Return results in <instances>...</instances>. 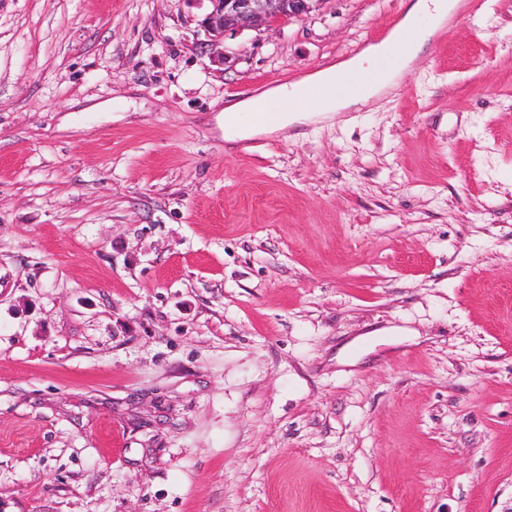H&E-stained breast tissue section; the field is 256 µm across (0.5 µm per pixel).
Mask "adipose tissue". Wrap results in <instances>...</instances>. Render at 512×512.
Masks as SVG:
<instances>
[{"instance_id": "obj_1", "label": "adipose tissue", "mask_w": 512, "mask_h": 512, "mask_svg": "<svg viewBox=\"0 0 512 512\" xmlns=\"http://www.w3.org/2000/svg\"><path fill=\"white\" fill-rule=\"evenodd\" d=\"M455 8L454 0H411L403 18L380 44L292 84L272 87L231 103L230 111L248 113L251 119L242 125L225 127V141L271 136L369 106L396 86L398 78L420 58Z\"/></svg>"}]
</instances>
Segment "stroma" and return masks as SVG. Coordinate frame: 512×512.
I'll list each match as a JSON object with an SVG mask.
<instances>
[{
	"instance_id": "stroma-1",
	"label": "stroma",
	"mask_w": 512,
	"mask_h": 512,
	"mask_svg": "<svg viewBox=\"0 0 512 512\" xmlns=\"http://www.w3.org/2000/svg\"><path fill=\"white\" fill-rule=\"evenodd\" d=\"M410 2L0 0V512H512V0L221 128ZM211 10L202 21L211 41L224 39L227 33L260 30L279 17L303 18L319 0H208ZM456 6L453 0H416L380 44L290 85L272 87L231 103L223 110L224 140L237 142L256 135H277L289 127L331 121L338 112L369 106L397 85L398 78L420 58ZM423 16L430 20L429 27L421 26ZM401 44L407 45L404 53L397 51ZM318 88L331 97L327 105L318 100ZM227 112L249 113L253 119L243 125L226 126Z\"/></svg>"
}]
</instances>
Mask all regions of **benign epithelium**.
<instances>
[{
    "label": "benign epithelium",
    "mask_w": 512,
    "mask_h": 512,
    "mask_svg": "<svg viewBox=\"0 0 512 512\" xmlns=\"http://www.w3.org/2000/svg\"><path fill=\"white\" fill-rule=\"evenodd\" d=\"M209 2L211 10L202 21L212 42L228 33L240 30H259L279 17L303 18L320 0H192Z\"/></svg>",
    "instance_id": "7a95c632"
}]
</instances>
